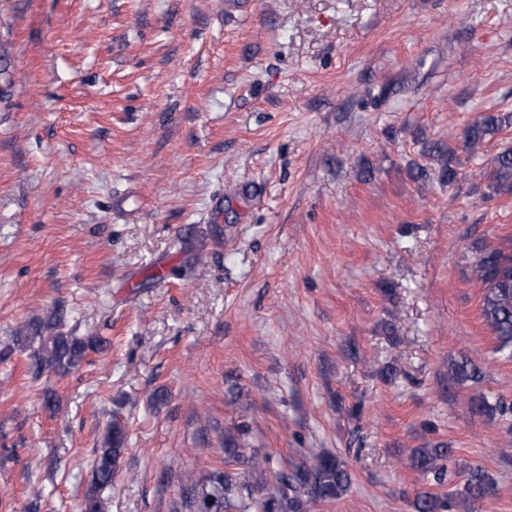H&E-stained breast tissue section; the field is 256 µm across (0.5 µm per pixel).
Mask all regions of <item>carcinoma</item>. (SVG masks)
I'll use <instances>...</instances> for the list:
<instances>
[{
  "label": "carcinoma",
  "mask_w": 512,
  "mask_h": 512,
  "mask_svg": "<svg viewBox=\"0 0 512 512\" xmlns=\"http://www.w3.org/2000/svg\"><path fill=\"white\" fill-rule=\"evenodd\" d=\"M509 116L487 112L466 126L462 132L465 147L474 150L488 138L499 133ZM429 158L438 161L439 177L451 184L457 177L452 166L453 153L439 143L426 147ZM487 177L495 191L512 190V148L499 152ZM474 271L482 284L481 314L495 342L493 353L506 361L512 360V240L476 248ZM31 351L32 369L39 377L46 372L65 375L79 367L86 358L104 348L99 336H77L63 329L55 314L38 318L20 329L13 337V344L0 351L6 358L14 348ZM452 377L463 384L476 381L478 368L468 360H461L452 367ZM475 409L487 415L512 418V402L498 401L488 404L475 403ZM246 429L240 425L235 432L224 434V470H214L200 480L190 479L194 495L185 500V506L204 512H310L317 504L331 505L339 500L352 484V474L346 463L331 453H317L310 458L291 462L290 468L278 473L276 486L262 498L253 496L251 488L239 483L233 468L245 465L257 484L266 483L269 457L256 449L245 452ZM127 435L124 426L114 422L106 429L100 448L95 450L90 477L85 490L82 512H106L104 491L120 466ZM452 449L446 444L432 448H418L411 456L412 466L422 472L432 473L437 482L443 481V462L450 459ZM495 485L481 466L468 467L463 489L455 493L417 494L413 501L414 512H455L463 503L474 509L475 504L493 495Z\"/></svg>",
  "instance_id": "carcinoma-1"
}]
</instances>
